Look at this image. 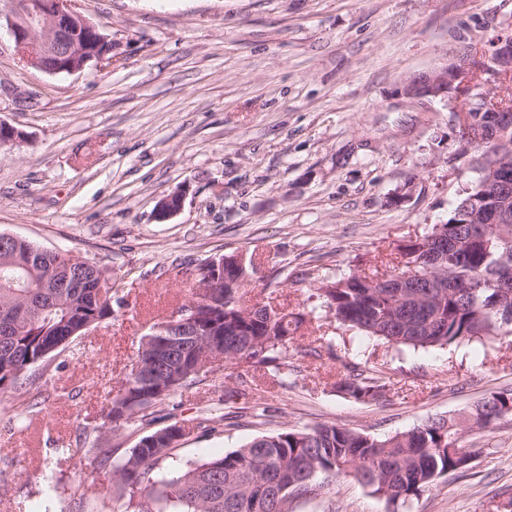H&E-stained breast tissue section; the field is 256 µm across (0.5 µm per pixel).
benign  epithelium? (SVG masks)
Masks as SVG:
<instances>
[{
    "label": "benign epithelium",
    "mask_w": 512,
    "mask_h": 512,
    "mask_svg": "<svg viewBox=\"0 0 512 512\" xmlns=\"http://www.w3.org/2000/svg\"><path fill=\"white\" fill-rule=\"evenodd\" d=\"M12 8L7 17L10 34L19 62L49 74L74 73L94 61L108 66L107 57L112 53V39L98 38L97 27L72 4L71 0H9ZM493 55L496 58L495 78L512 75V20L502 24L499 38L495 40ZM486 54L470 50L466 58L457 57L450 63L423 73L421 79L403 82L399 96L411 106H426L434 101L446 103L457 96H464L462 110L452 111L450 122L454 128H466L472 121L469 109L476 99L488 102L490 93L485 90L488 81L472 78L477 63ZM482 198L474 201L477 218L499 222L496 212L486 207L507 181L496 176L495 171H485ZM183 193L170 194L159 202L163 217L176 213L182 205Z\"/></svg>",
    "instance_id": "benign-epithelium-1"
}]
</instances>
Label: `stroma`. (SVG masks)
I'll list each match as a JSON object with an SVG mask.
<instances>
[{"label":"stroma","mask_w":512,"mask_h":512,"mask_svg":"<svg viewBox=\"0 0 512 512\" xmlns=\"http://www.w3.org/2000/svg\"><path fill=\"white\" fill-rule=\"evenodd\" d=\"M75 3L111 35V67L45 73L19 63L0 29V82L26 96L0 98V120L24 136L0 150V234L108 265L128 309L54 357L39 410L35 389L0 402V512H33L49 483L52 512H113L112 464L138 435L119 431L111 461L85 456L105 398L141 336L186 301L187 269L215 255L249 260L251 300L308 319L288 373L255 374L241 416L186 435L165 468L288 427L388 436L512 387V337L400 352L309 315L314 278L390 273L398 247L445 223L475 179L448 107H410L397 90L463 43L490 50L512 0ZM405 185L410 197L390 204ZM182 188L181 211L158 220L159 200ZM322 335L334 348L317 347ZM357 362L390 390L365 402L337 392ZM464 444L476 450L467 469L407 505L340 480L295 512H497L512 499V418Z\"/></svg>","instance_id":"obj_1"}]
</instances>
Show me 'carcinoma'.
<instances>
[{"label":"carcinoma","mask_w":512,"mask_h":512,"mask_svg":"<svg viewBox=\"0 0 512 512\" xmlns=\"http://www.w3.org/2000/svg\"><path fill=\"white\" fill-rule=\"evenodd\" d=\"M474 148L493 153L489 163L512 176V148L499 149L488 140ZM482 177L457 195L452 216L440 228L400 248V257L421 261L417 271L442 287L429 298H416L415 288L397 297L352 271L324 278L315 288L320 309L360 335L398 350L428 349L464 341L512 335L494 307L512 296V223L466 224L470 199L480 192ZM456 239L460 248L440 263L432 255ZM40 247L17 238L0 252V397H12L74 338L112 319L126 307L115 297L112 278L97 287L104 270L88 268L80 288H46L60 267L54 254L34 255ZM210 267L190 275L191 297L176 312L198 308L192 344L167 362L153 364L160 327L139 343L138 372H129L122 389L109 397L98 439L108 441L122 428H151L113 468V483L126 493L121 512H293L294 503L317 498L339 479L367 487L391 504H404L429 491L438 478L467 468L472 452L463 445L469 430H483L512 406V389L494 392L448 419L429 418L394 435L375 437L336 423L286 428L261 435L208 461L162 470L161 463L178 446L175 431L185 425L203 434L215 431L224 416L212 410L190 420H173L161 428L162 406L183 390L206 381L208 370L198 358L222 359L255 372L278 377L290 366L304 315L264 312L271 304L251 302L244 285H224L217 298L208 295ZM336 388L356 400L373 399L387 383L357 364Z\"/></svg>","instance_id":"1"}]
</instances>
